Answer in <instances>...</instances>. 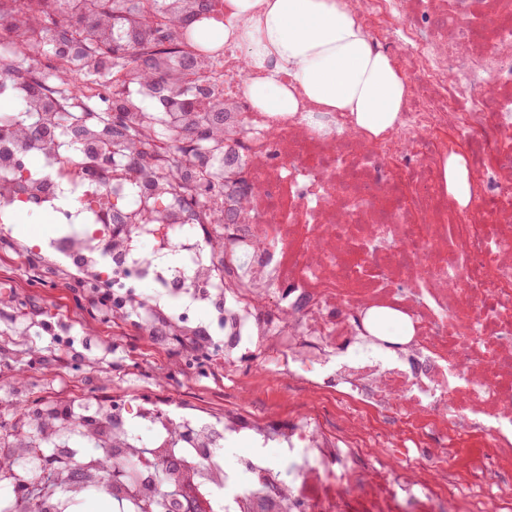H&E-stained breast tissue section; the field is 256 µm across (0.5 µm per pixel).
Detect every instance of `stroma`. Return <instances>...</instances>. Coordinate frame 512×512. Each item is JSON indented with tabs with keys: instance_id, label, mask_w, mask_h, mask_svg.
I'll list each match as a JSON object with an SVG mask.
<instances>
[{
	"instance_id": "stroma-1",
	"label": "stroma",
	"mask_w": 512,
	"mask_h": 512,
	"mask_svg": "<svg viewBox=\"0 0 512 512\" xmlns=\"http://www.w3.org/2000/svg\"><path fill=\"white\" fill-rule=\"evenodd\" d=\"M59 229L52 214L15 221L0 242V290L5 304L0 341L29 345L24 382L15 387L20 404L71 400L85 396L120 402L136 391L155 399H173L210 414L223 413L239 396L258 412L277 411L304 395L303 388L267 370L226 371L223 360L206 372L185 371L181 337L162 345L141 329L94 305L90 289L79 287L75 269L60 265L41 250V242Z\"/></svg>"
}]
</instances>
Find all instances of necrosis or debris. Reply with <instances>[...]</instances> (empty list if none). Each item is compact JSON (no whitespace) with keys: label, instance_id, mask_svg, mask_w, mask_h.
I'll return each mask as SVG.
<instances>
[{"label":"necrosis or debris","instance_id":"obj_1","mask_svg":"<svg viewBox=\"0 0 512 512\" xmlns=\"http://www.w3.org/2000/svg\"><path fill=\"white\" fill-rule=\"evenodd\" d=\"M350 2L409 86L397 129L373 140L343 112L256 109L238 49L182 42L196 63L178 98L202 85L224 106L222 148L198 150L217 198H245L228 224L127 150L149 126L156 151L193 164L173 134L194 136L202 110L146 122L150 91L134 88L113 139L106 92L56 83L58 59L24 43L31 24L57 40L75 0H0L4 86L22 103L0 114V223L25 202L55 213L45 249L87 283L110 275L117 317L187 337L189 372L220 335L225 368L272 367L310 392L285 414L238 403L215 420L140 393L76 400L67 414L101 437L36 424L34 454L64 442L81 467L107 453L138 464L144 492L187 484L210 512H512V0ZM456 159L463 204L445 179ZM216 299V333L198 336L192 314ZM170 456L185 477L156 487Z\"/></svg>","mask_w":512,"mask_h":512}]
</instances>
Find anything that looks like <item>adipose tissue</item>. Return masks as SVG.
I'll use <instances>...</instances> for the list:
<instances>
[{
    "mask_svg": "<svg viewBox=\"0 0 512 512\" xmlns=\"http://www.w3.org/2000/svg\"><path fill=\"white\" fill-rule=\"evenodd\" d=\"M229 20L196 22L193 37L242 52L253 106L264 112H346L371 137L395 131L407 81L373 46L346 0H226Z\"/></svg>",
    "mask_w": 512,
    "mask_h": 512,
    "instance_id": "1",
    "label": "adipose tissue"
}]
</instances>
